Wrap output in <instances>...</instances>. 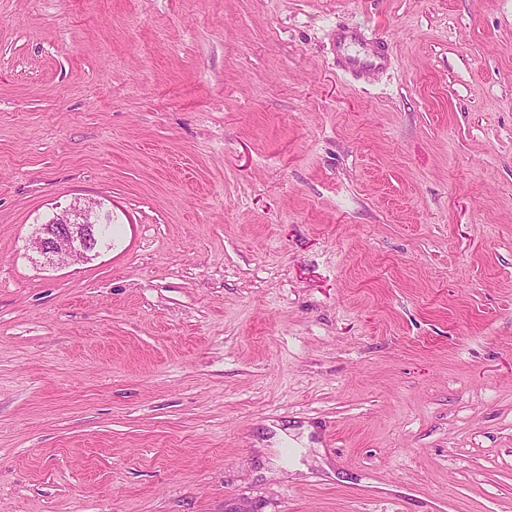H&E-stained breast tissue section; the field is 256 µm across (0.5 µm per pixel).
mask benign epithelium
Instances as JSON below:
<instances>
[{"label":"benign epithelium","instance_id":"benign-epithelium-1","mask_svg":"<svg viewBox=\"0 0 512 512\" xmlns=\"http://www.w3.org/2000/svg\"><path fill=\"white\" fill-rule=\"evenodd\" d=\"M95 201L76 204L41 225L32 247L47 261H85L99 248Z\"/></svg>","mask_w":512,"mask_h":512}]
</instances>
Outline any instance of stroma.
I'll return each mask as SVG.
<instances>
[{
    "instance_id": "stroma-1",
    "label": "stroma",
    "mask_w": 512,
    "mask_h": 512,
    "mask_svg": "<svg viewBox=\"0 0 512 512\" xmlns=\"http://www.w3.org/2000/svg\"><path fill=\"white\" fill-rule=\"evenodd\" d=\"M0 512H512V0H0ZM337 44L341 54L343 65L348 70L369 71L381 68L386 62L384 49L378 44H367L366 50L356 55L346 52L345 47L358 41L360 35L352 30L341 28L337 30ZM98 212L99 204L91 201L54 215L41 225L32 247L49 262L91 259L99 248Z\"/></svg>"
}]
</instances>
